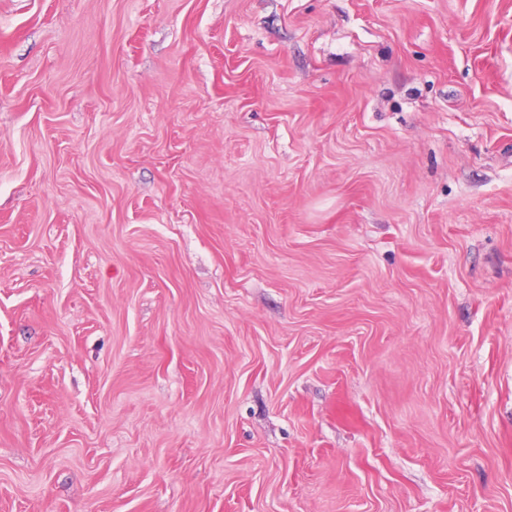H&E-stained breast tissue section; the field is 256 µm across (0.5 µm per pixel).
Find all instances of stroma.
I'll return each mask as SVG.
<instances>
[{
    "mask_svg": "<svg viewBox=\"0 0 512 512\" xmlns=\"http://www.w3.org/2000/svg\"><path fill=\"white\" fill-rule=\"evenodd\" d=\"M0 512H512V0H0Z\"/></svg>",
    "mask_w": 512,
    "mask_h": 512,
    "instance_id": "obj_1",
    "label": "stroma"
}]
</instances>
